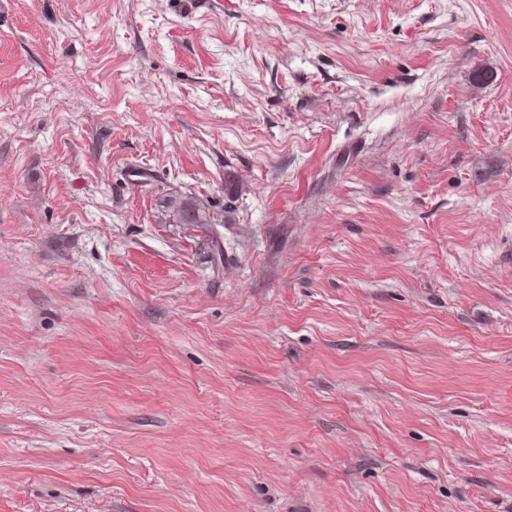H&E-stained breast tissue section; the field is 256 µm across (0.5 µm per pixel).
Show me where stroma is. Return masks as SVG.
Returning <instances> with one entry per match:
<instances>
[{"instance_id": "stroma-1", "label": "stroma", "mask_w": 512, "mask_h": 512, "mask_svg": "<svg viewBox=\"0 0 512 512\" xmlns=\"http://www.w3.org/2000/svg\"><path fill=\"white\" fill-rule=\"evenodd\" d=\"M0 512H512V0H0ZM169 216L178 224H212L216 219L195 199L185 196L171 203Z\"/></svg>"}]
</instances>
